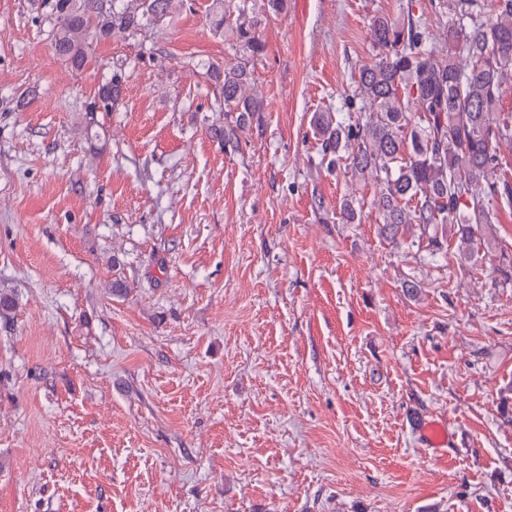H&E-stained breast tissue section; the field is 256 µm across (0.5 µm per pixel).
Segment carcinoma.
<instances>
[{
    "label": "carcinoma",
    "instance_id": "1",
    "mask_svg": "<svg viewBox=\"0 0 512 512\" xmlns=\"http://www.w3.org/2000/svg\"><path fill=\"white\" fill-rule=\"evenodd\" d=\"M173 0H126L104 9L103 0H55L52 45L57 56L81 67L92 42L125 34L166 15ZM447 18L444 40L432 39L430 22L410 11L376 15L369 38L376 58L359 69L353 97L369 111L366 121L338 119L330 111L311 118L322 159L347 161L352 178L371 174L379 185L380 234L395 243L416 225L425 250L436 256L452 231L465 261L482 260L486 230L512 209V179L501 147L512 146V116L500 111L504 86L512 79V0H497L495 16H484L482 0H441ZM240 47L260 55L255 24L235 25ZM224 111L237 113L236 128L223 133L237 149L236 131L265 110L263 99L246 93L249 73L241 65L214 71ZM359 201L343 199L338 220L353 224ZM14 290L0 288V319L15 315Z\"/></svg>",
    "mask_w": 512,
    "mask_h": 512
}]
</instances>
